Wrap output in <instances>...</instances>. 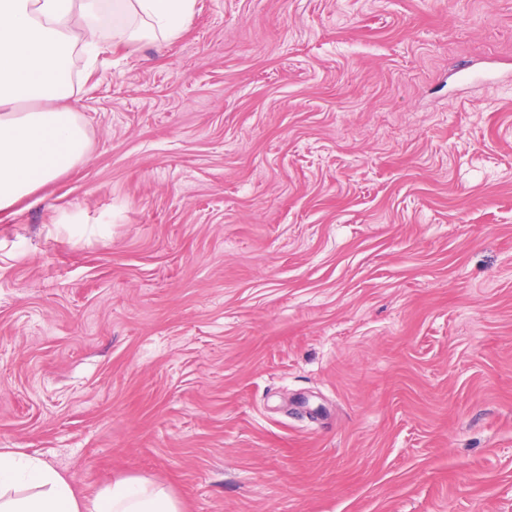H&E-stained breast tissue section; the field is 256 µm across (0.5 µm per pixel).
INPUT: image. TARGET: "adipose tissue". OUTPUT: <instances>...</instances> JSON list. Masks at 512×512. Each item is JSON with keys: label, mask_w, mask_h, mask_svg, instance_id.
I'll list each match as a JSON object with an SVG mask.
<instances>
[{"label": "adipose tissue", "mask_w": 512, "mask_h": 512, "mask_svg": "<svg viewBox=\"0 0 512 512\" xmlns=\"http://www.w3.org/2000/svg\"><path fill=\"white\" fill-rule=\"evenodd\" d=\"M195 0H0V212L85 161L87 138L71 112L73 49L95 55L105 30L135 39L130 17L169 39ZM0 512H183L159 482L123 477L95 496L41 458L0 448Z\"/></svg>", "instance_id": "obj_1"}]
</instances>
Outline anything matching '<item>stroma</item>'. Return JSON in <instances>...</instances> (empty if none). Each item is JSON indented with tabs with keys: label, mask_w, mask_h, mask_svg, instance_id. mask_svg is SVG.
<instances>
[{
	"label": "stroma",
	"mask_w": 512,
	"mask_h": 512,
	"mask_svg": "<svg viewBox=\"0 0 512 512\" xmlns=\"http://www.w3.org/2000/svg\"><path fill=\"white\" fill-rule=\"evenodd\" d=\"M72 82L88 160L0 217V448L512 512V0H196Z\"/></svg>",
	"instance_id": "stroma-1"
}]
</instances>
